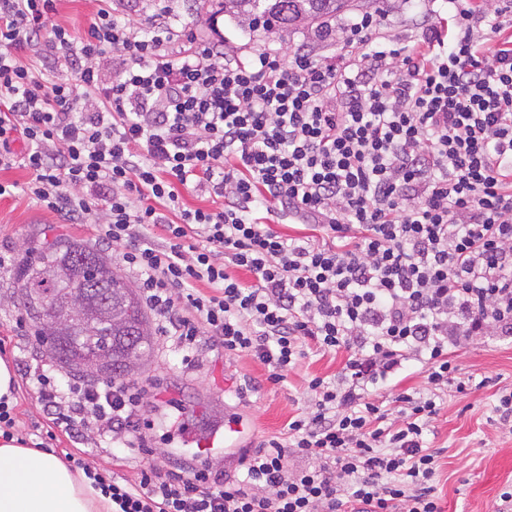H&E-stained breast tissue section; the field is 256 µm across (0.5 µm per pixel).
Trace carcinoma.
<instances>
[{
	"label": "carcinoma",
	"mask_w": 512,
	"mask_h": 512,
	"mask_svg": "<svg viewBox=\"0 0 512 512\" xmlns=\"http://www.w3.org/2000/svg\"><path fill=\"white\" fill-rule=\"evenodd\" d=\"M351 6V0H224V11L263 19L269 27L289 31L304 20L325 26ZM65 268L70 278L54 279ZM18 305L46 345L52 358L68 372L91 378L124 380L152 349L153 332L133 289L112 270L106 250L90 248L57 236L34 252L24 254L17 270ZM82 295L96 317L74 333L53 330L47 320L46 299L70 293ZM103 355L96 370L85 367L91 354Z\"/></svg>",
	"instance_id": "cac0c4a2"
}]
</instances>
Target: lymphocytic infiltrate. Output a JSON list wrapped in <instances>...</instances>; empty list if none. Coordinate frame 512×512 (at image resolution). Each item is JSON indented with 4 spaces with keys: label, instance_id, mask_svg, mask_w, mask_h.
I'll use <instances>...</instances> for the list:
<instances>
[{
    "label": "lymphocytic infiltrate",
    "instance_id": "lymphocytic-infiltrate-1",
    "mask_svg": "<svg viewBox=\"0 0 512 512\" xmlns=\"http://www.w3.org/2000/svg\"><path fill=\"white\" fill-rule=\"evenodd\" d=\"M55 2L0 0V171L26 170V195L120 250L185 364L204 336L274 384L308 351L347 354L239 475L201 448L132 481L70 468L112 512H442L434 395L386 406L377 387L415 360L465 392L449 347L512 335V0L421 10L402 42L367 13L321 59L241 58L176 25V0H140L139 24L96 0L78 37ZM188 186L215 208L185 207ZM21 376L55 428L144 448L146 384Z\"/></svg>",
    "mask_w": 512,
    "mask_h": 512
}]
</instances>
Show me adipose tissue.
<instances>
[{"instance_id": "ef3b65f1", "label": "adipose tissue", "mask_w": 512, "mask_h": 512, "mask_svg": "<svg viewBox=\"0 0 512 512\" xmlns=\"http://www.w3.org/2000/svg\"><path fill=\"white\" fill-rule=\"evenodd\" d=\"M0 512H112V502L56 454L0 438Z\"/></svg>"}]
</instances>
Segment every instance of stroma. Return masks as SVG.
<instances>
[{"instance_id":"1","label":"stroma","mask_w":512,"mask_h":512,"mask_svg":"<svg viewBox=\"0 0 512 512\" xmlns=\"http://www.w3.org/2000/svg\"><path fill=\"white\" fill-rule=\"evenodd\" d=\"M374 12L381 16L385 34L403 39L418 9L413 0H378ZM184 22L198 37L215 33L227 37L231 46L246 55L257 49L288 52L301 46L319 59L337 51L335 41L325 33L301 26L282 37L249 28L247 22L229 15L211 14L206 4L200 5L198 16H185ZM27 179L21 168L0 171V182L15 186L12 194L0 196V241L20 254L58 235L98 246L95 225L63 223L56 213L21 191ZM15 278L12 272L0 275V357L14 364L48 359L46 347L38 344L31 326L16 324L24 312L13 297ZM453 357L461 375L473 376L479 385L464 393L448 390L438 400L439 412L425 434L428 446L438 452L434 495L443 512H497L501 493L512 490V428L503 424L496 410L502 393L512 390V337L494 332L474 337L455 350ZM344 359L341 352L309 354L289 372L286 382L273 385L266 381L265 368L252 359L229 361L212 352L188 367L169 341L155 337L151 357L139 377L160 383L165 398L149 407L146 455L166 465L188 458L178 435L167 429L173 402L184 408L199 429L223 425L228 415L241 419L238 445L242 448L283 435L289 420L307 404L309 380L335 378ZM247 377L260 382L259 391L241 394L240 385ZM12 402L17 437L43 444L57 456H80L126 478L135 477L138 458L114 447L110 440L81 444L55 429L25 381H16Z\"/></svg>"}]
</instances>
